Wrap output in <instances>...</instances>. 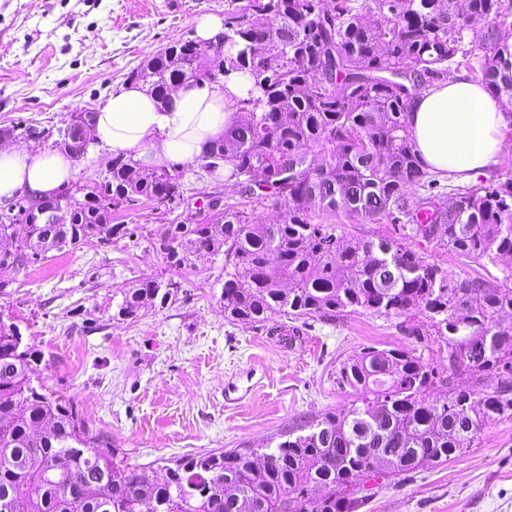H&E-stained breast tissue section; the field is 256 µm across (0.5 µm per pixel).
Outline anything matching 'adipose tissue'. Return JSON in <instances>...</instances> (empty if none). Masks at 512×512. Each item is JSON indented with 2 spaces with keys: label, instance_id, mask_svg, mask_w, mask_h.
I'll list each match as a JSON object with an SVG mask.
<instances>
[{
  "label": "adipose tissue",
  "instance_id": "adipose-tissue-1",
  "mask_svg": "<svg viewBox=\"0 0 512 512\" xmlns=\"http://www.w3.org/2000/svg\"><path fill=\"white\" fill-rule=\"evenodd\" d=\"M251 87L245 73L218 83L190 80L161 102L137 84H116L107 98L91 106L93 144L135 166L172 169L201 160L239 122L237 104ZM508 119L497 97L462 77L422 90L407 113L421 164L463 179L494 159L499 131ZM77 174L69 153L0 148V204L19 195L34 202L51 198Z\"/></svg>",
  "mask_w": 512,
  "mask_h": 512
}]
</instances>
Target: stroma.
I'll return each mask as SVG.
<instances>
[{
    "label": "stroma",
    "mask_w": 512,
    "mask_h": 512,
    "mask_svg": "<svg viewBox=\"0 0 512 512\" xmlns=\"http://www.w3.org/2000/svg\"><path fill=\"white\" fill-rule=\"evenodd\" d=\"M234 0H0V128H52L104 99L142 60L194 38L199 17ZM185 195L238 202L220 174L186 165ZM185 207L150 201L112 213L120 230L0 270V319L14 320L44 359L35 372L70 399L85 425L147 477L182 457L253 448L300 423L347 409L356 393L336 382L362 349L438 355L397 319L355 310L331 322L272 316L228 322L220 306L224 258L167 266L155 249ZM413 248L457 280L497 274L488 259L437 242ZM147 279L178 283L173 302L117 317L121 289ZM356 512H512V418L498 417L475 448L444 464L367 484Z\"/></svg>",
    "instance_id": "obj_1"
}]
</instances>
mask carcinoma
<instances>
[{
    "label": "carcinoma",
    "instance_id": "1",
    "mask_svg": "<svg viewBox=\"0 0 512 512\" xmlns=\"http://www.w3.org/2000/svg\"><path fill=\"white\" fill-rule=\"evenodd\" d=\"M239 0L219 47L189 40L157 51L129 79L165 101L189 77L218 81L246 71L247 117L214 142L200 168L227 166L240 201L171 225L159 251L182 267L224 254L220 303L230 322L278 314L333 321L363 309L400 319L411 336H435L445 355L368 347L340 365L358 394L344 413L297 426L262 448L209 452L161 467L150 479L90 434L72 403L31 382L41 353L19 326L0 322V512H354L356 492L379 475H407L474 447L494 416H512V178L485 190L448 185L415 154L407 106L456 58L512 116V0ZM482 21L464 36L466 23ZM112 159L99 188L77 186L69 224L0 218V268L23 270L40 241L110 237V207L182 199L183 176ZM285 203L251 220L245 208ZM391 224L401 237L355 244L333 220ZM438 241L456 255L501 262V276L454 280L405 240ZM276 261L269 262L273 244ZM178 284L145 280L122 291L117 316L174 300ZM467 377L469 385L459 383ZM437 388L440 401L429 399ZM386 448L393 461L369 466Z\"/></svg>",
    "mask_w": 512,
    "mask_h": 512
}]
</instances>
